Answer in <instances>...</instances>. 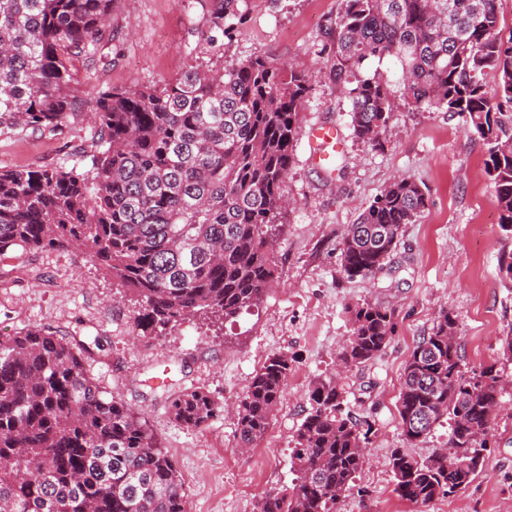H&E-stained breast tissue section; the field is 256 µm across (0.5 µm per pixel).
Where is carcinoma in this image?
Returning a JSON list of instances; mask_svg holds the SVG:
<instances>
[{"label": "carcinoma", "instance_id": "carcinoma-1", "mask_svg": "<svg viewBox=\"0 0 512 512\" xmlns=\"http://www.w3.org/2000/svg\"><path fill=\"white\" fill-rule=\"evenodd\" d=\"M114 0H0V130L63 133L85 98L76 64L100 58ZM201 38H232L239 0H211ZM330 74L348 91L353 135L372 146L396 100L416 112L465 117L487 147L501 229L512 236V27L497 0H343L329 28ZM389 60L394 76L365 72ZM309 92L293 66L254 57L189 69L162 87L91 97L90 167L0 170V255L72 247L119 280L158 333L197 315L236 316L257 301L277 264L282 185ZM416 182L395 179L340 242L349 278H369L425 212ZM394 312L364 302L339 360L364 365L394 334ZM455 318L441 314L413 349L398 400L406 440L448 421V446L419 461L390 456L398 495L425 505L469 484L489 450V413L502 382L494 364L464 368ZM87 343L29 329L0 336V512H186L181 474L146 422L87 376ZM292 367L274 354L237 409L239 445L263 437ZM296 430L295 483L256 512H336L365 463L371 426L343 408L336 378L309 390ZM221 411L208 393L171 397L175 421L199 429ZM469 460L454 466L457 456Z\"/></svg>", "mask_w": 512, "mask_h": 512}]
</instances>
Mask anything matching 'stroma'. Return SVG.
I'll return each mask as SVG.
<instances>
[{
  "instance_id": "1",
  "label": "stroma",
  "mask_w": 512,
  "mask_h": 512,
  "mask_svg": "<svg viewBox=\"0 0 512 512\" xmlns=\"http://www.w3.org/2000/svg\"><path fill=\"white\" fill-rule=\"evenodd\" d=\"M343 0H240L244 24L231 40L200 48L196 31L207 16L203 0H115L106 24L112 40L95 68L78 69L81 90L164 85L196 67L217 70L261 56L303 70L310 91L301 112L288 177L291 207L275 244L278 271L256 305L221 324L202 317L169 325L158 335L138 327L142 308L118 280L73 251L42 249L0 257V336L30 328L59 337L99 338L87 374L104 391L144 417L175 460L187 512H254L267 493L294 478V435L312 383L337 376L346 412L372 426L365 463L337 512H512V357L501 339L512 332V283L498 269L512 237L501 231L494 189L485 173L486 147L459 116L399 109L375 148L353 135L349 99L331 80L326 29ZM336 126L340 174L327 176L315 160L308 132ZM96 128L89 112L75 113L63 134L0 131V169L86 168L78 149ZM418 183L428 206L406 225L382 270L347 278L341 237L363 207L396 178ZM368 302L394 312L395 332L375 360L337 372L351 333L349 310ZM456 319L467 367L494 364L502 373L491 422L494 446L482 469L456 494L420 505L394 491L393 449L423 460L448 440L438 426L409 443L398 425L404 365L441 313ZM287 355L292 366L265 435L240 449L237 405L268 357ZM199 388L222 407L201 429L177 423L173 393Z\"/></svg>"
}]
</instances>
